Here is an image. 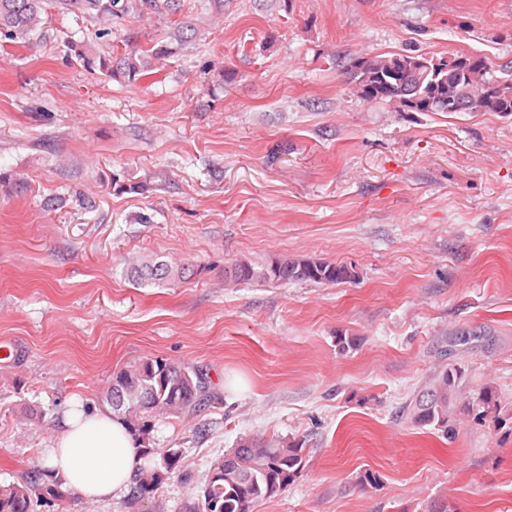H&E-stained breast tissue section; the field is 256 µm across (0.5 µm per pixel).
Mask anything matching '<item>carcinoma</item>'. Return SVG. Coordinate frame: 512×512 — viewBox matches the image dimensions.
Instances as JSON below:
<instances>
[{
    "label": "carcinoma",
    "mask_w": 512,
    "mask_h": 512,
    "mask_svg": "<svg viewBox=\"0 0 512 512\" xmlns=\"http://www.w3.org/2000/svg\"><path fill=\"white\" fill-rule=\"evenodd\" d=\"M54 2L63 13L107 21L127 17L169 15L181 10V0H0V44L23 43L31 28L41 21L45 4ZM112 29L104 27L82 40L68 42L77 60L90 70L139 85L154 70L197 39V28L190 20L177 23L173 31L152 37L146 46L119 52L111 43ZM421 67L425 74L419 90V102L408 103L406 90L386 79L394 69ZM350 83L354 91L364 90L367 102H387L416 112H451L452 99L469 98L471 112H497L512 115V73L497 76L489 58L481 54L450 55L436 58L423 54L378 55L361 58L352 65ZM128 277L136 285L164 286L187 279L188 265L157 259L131 258ZM225 281L233 284H288L310 282L335 284L355 278L354 268L306 256H278L264 264L247 259L236 261L224 270ZM123 391L124 401L113 413L126 419L135 431L147 435L155 421L189 418L202 405L206 386L202 374L187 364L164 358H142L113 373L111 387L105 393L112 399V389ZM468 397L477 415L497 412L500 399L487 384L467 394L465 372L456 364L439 366L423 387L402 408L401 418L414 427L430 426L454 438L459 426L450 423L455 402ZM222 469L209 471L200 494L185 512H255L257 504L283 491L303 468L305 457L299 440L282 441L263 435H247L227 451ZM184 460L176 454L168 468L147 462L135 475L130 500L156 494L161 486V472L182 471ZM63 490L60 479L23 481L0 486V512H34L37 503L48 499L44 491Z\"/></svg>",
    "instance_id": "obj_1"
}]
</instances>
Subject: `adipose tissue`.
<instances>
[{
  "instance_id": "1",
  "label": "adipose tissue",
  "mask_w": 512,
  "mask_h": 512,
  "mask_svg": "<svg viewBox=\"0 0 512 512\" xmlns=\"http://www.w3.org/2000/svg\"><path fill=\"white\" fill-rule=\"evenodd\" d=\"M136 436L111 411L71 401L44 451L48 473L85 498L126 493L141 465Z\"/></svg>"
}]
</instances>
